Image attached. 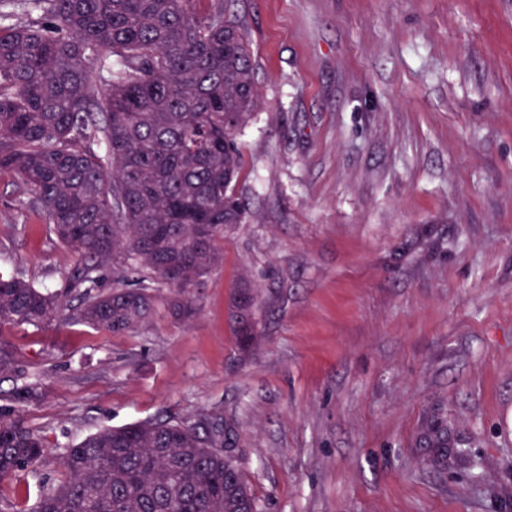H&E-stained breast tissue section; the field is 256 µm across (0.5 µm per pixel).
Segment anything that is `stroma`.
<instances>
[{"label": "stroma", "mask_w": 512, "mask_h": 512, "mask_svg": "<svg viewBox=\"0 0 512 512\" xmlns=\"http://www.w3.org/2000/svg\"><path fill=\"white\" fill-rule=\"evenodd\" d=\"M261 104L246 223L179 320L5 327L48 451L0 483L33 512L105 427L230 423L261 512H512V0H234ZM77 264L0 172V273ZM258 291L239 342L235 292Z\"/></svg>", "instance_id": "obj_1"}]
</instances>
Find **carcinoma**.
<instances>
[{"label":"carcinoma","instance_id":"cac0c4a2","mask_svg":"<svg viewBox=\"0 0 512 512\" xmlns=\"http://www.w3.org/2000/svg\"><path fill=\"white\" fill-rule=\"evenodd\" d=\"M29 2L34 19L0 28V170L79 265L54 291L1 274L0 327L66 313L136 330L155 296L103 289L108 269L149 271L172 286V315L192 317V289L223 259L217 241L247 215L235 140L258 106L247 32L226 17L230 0ZM253 302L248 288L235 299L246 346ZM21 372L0 333V377ZM40 396L24 384L0 399V481L46 453L24 415ZM230 440L205 418L102 428L67 446L66 477L34 512H260Z\"/></svg>","mask_w":512,"mask_h":512}]
</instances>
